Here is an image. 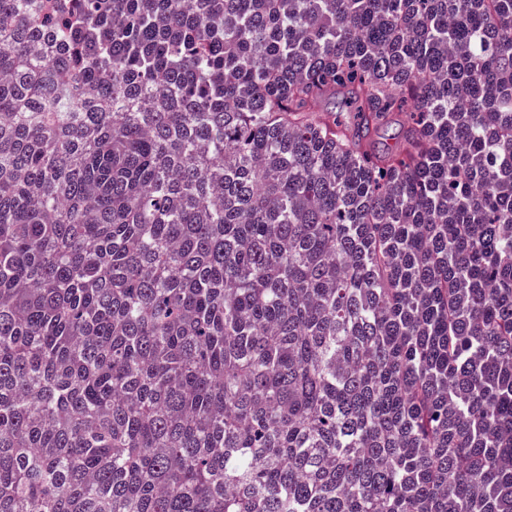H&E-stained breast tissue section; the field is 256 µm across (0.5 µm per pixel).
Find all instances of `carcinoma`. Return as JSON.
<instances>
[{"label": "carcinoma", "instance_id": "carcinoma-1", "mask_svg": "<svg viewBox=\"0 0 512 512\" xmlns=\"http://www.w3.org/2000/svg\"><path fill=\"white\" fill-rule=\"evenodd\" d=\"M0 512H512V0H0Z\"/></svg>", "mask_w": 512, "mask_h": 512}]
</instances>
